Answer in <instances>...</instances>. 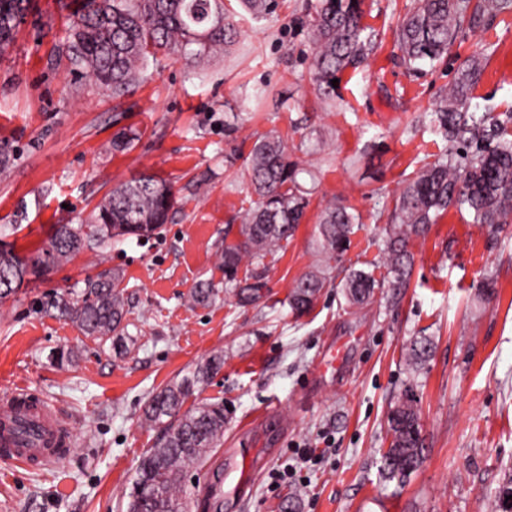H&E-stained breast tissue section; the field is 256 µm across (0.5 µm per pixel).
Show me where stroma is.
Segmentation results:
<instances>
[{
	"mask_svg": "<svg viewBox=\"0 0 512 512\" xmlns=\"http://www.w3.org/2000/svg\"><path fill=\"white\" fill-rule=\"evenodd\" d=\"M35 3L0 55V144L11 153L0 174V240L34 251L53 225L84 222L109 189L144 173L172 183L176 203L161 236L82 251L0 303V396L29 388L71 429L67 454L47 465L0 457V512H126L136 468L158 436L141 422L145 401L217 350L223 369L185 402L223 403L225 416L221 445L184 476L189 512H202V482L244 445L254 453L252 487L224 512H281L291 497L296 512H502L499 495L512 485V224L492 237L449 211L414 241L407 287L380 289L362 309L339 287L350 267L385 276L380 212L448 148L430 120L452 69L410 74L395 43L412 0H364L374 48L342 73L333 101L313 82L306 0H281L259 20L225 0L243 28L229 51L203 68L157 53L117 99L71 73L64 12L56 0ZM478 53L489 63L472 108L511 111L512 12L464 31L453 48L459 63ZM120 132L134 135L131 148L113 150ZM268 133L283 138L310 205L267 258L269 295L243 308L223 290L218 250L226 225H240L252 204L249 154ZM336 199L359 229L343 263L327 264L315 227ZM319 265L332 284L295 316L292 285ZM105 270L121 274L129 311L121 355L42 307L55 294L78 295L87 275ZM487 276L489 297L479 287ZM207 280L217 295L193 301ZM416 336L430 337L434 352L413 370L405 348ZM68 348L73 362L59 364ZM408 388L425 458L398 490L380 482L378 465L390 443L387 414ZM306 445L322 459L274 483L273 472Z\"/></svg>",
	"mask_w": 512,
	"mask_h": 512,
	"instance_id": "35a3bbf8",
	"label": "stroma"
}]
</instances>
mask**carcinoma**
<instances>
[{
	"label": "carcinoma",
	"instance_id": "cac0c4a2",
	"mask_svg": "<svg viewBox=\"0 0 512 512\" xmlns=\"http://www.w3.org/2000/svg\"><path fill=\"white\" fill-rule=\"evenodd\" d=\"M32 0H0V53L13 44L21 24L17 14L30 10ZM256 17L273 13L279 0H239ZM364 0H315L308 8L312 36L314 79L319 94L334 100L331 80L348 67L364 63L373 49L363 25ZM512 0H414L395 35L402 63L412 72L417 63H442L459 33L484 27ZM240 30L224 12V0H76L65 44L73 70L99 90L122 97L131 90L149 58L163 50L171 55L197 46L194 55L209 61L235 44ZM487 61L472 56L456 69L448 91L440 96L431 123L448 141L459 161L439 158L423 166L395 200L387 226L382 263L388 272L387 287L407 286L413 266L410 241L426 236L449 210L471 216L495 237L512 224V138L509 119L490 111H470L472 93ZM251 186L255 205L245 213L239 237L227 240L219 259L224 268V288L240 307L257 306L268 288L266 256L295 235L309 205L307 193L297 182L298 169L288 161L283 139L267 135L256 141L251 158ZM175 203L171 185L157 175H143L110 191L95 208L87 224H57L34 256L15 252L0 243V278L12 286L0 289V302L8 299L28 275L47 274L61 259L83 250L104 248L134 236L156 235L168 220ZM356 216L340 201L326 205L318 216L317 245L328 259L339 262L351 246ZM249 269L239 277L241 268ZM327 278L312 270L298 278L288 303L297 315L308 312L326 287ZM380 282L372 273L349 268L343 289L351 305L375 297ZM47 306L76 323L82 332L126 349L128 310L112 272L87 276L84 288L72 299L62 293ZM428 336H417L408 347L409 365L417 368L433 353ZM224 367V352L216 351L195 368L190 378L172 382L144 404L142 420L161 428L157 445L148 449L138 465L129 494L127 512H186L189 494L183 475L204 463L224 437V404L200 402L185 411V400L195 386L207 382ZM389 448L378 468L382 482L401 487L423 463L420 415L412 391L407 390L388 415Z\"/></svg>",
	"mask_w": 512,
	"mask_h": 512
}]
</instances>
